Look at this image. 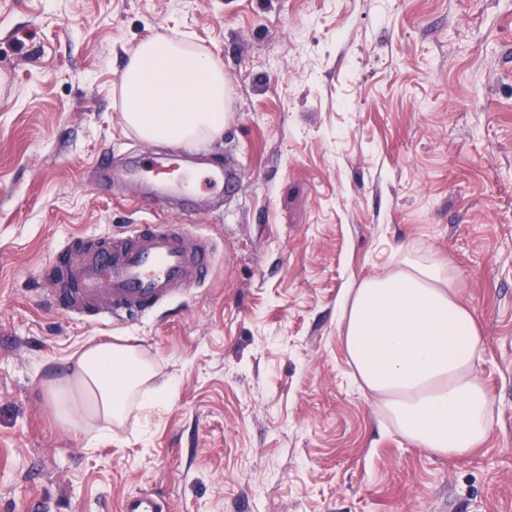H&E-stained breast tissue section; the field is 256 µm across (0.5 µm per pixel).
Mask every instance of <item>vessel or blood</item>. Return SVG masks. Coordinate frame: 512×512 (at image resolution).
Masks as SVG:
<instances>
[{"label":"vessel or blood","instance_id":"obj_1","mask_svg":"<svg viewBox=\"0 0 512 512\" xmlns=\"http://www.w3.org/2000/svg\"><path fill=\"white\" fill-rule=\"evenodd\" d=\"M125 175L148 184L137 199L148 206L157 198L195 194L201 185L221 203L224 183L234 172L201 153L176 152L163 162L146 151ZM215 257L210 239L178 223L135 224L118 235L78 237L56 249L42 267L40 301L87 323L137 320L180 292L204 286ZM121 512H164V504L155 494L139 492L123 499Z\"/></svg>","mask_w":512,"mask_h":512}]
</instances>
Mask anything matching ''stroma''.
<instances>
[{"mask_svg":"<svg viewBox=\"0 0 512 512\" xmlns=\"http://www.w3.org/2000/svg\"><path fill=\"white\" fill-rule=\"evenodd\" d=\"M224 66L235 169L216 208L176 215L92 181L170 151L129 132L120 80L155 33ZM180 220L221 249L209 281L110 326L35 303L78 235ZM420 240L455 266L485 340L489 440L417 448L357 387L345 288ZM139 345L164 409L96 439L45 379L84 348ZM512 512V0H0V512ZM122 512H163L164 503L159 496L139 492L126 496L121 505Z\"/></svg>","mask_w":512,"mask_h":512,"instance_id":"35a3bbf8","label":"stroma"}]
</instances>
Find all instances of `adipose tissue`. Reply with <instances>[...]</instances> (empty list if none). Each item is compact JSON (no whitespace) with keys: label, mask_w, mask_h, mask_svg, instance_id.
<instances>
[{"label":"adipose tissue","mask_w":512,"mask_h":512,"mask_svg":"<svg viewBox=\"0 0 512 512\" xmlns=\"http://www.w3.org/2000/svg\"><path fill=\"white\" fill-rule=\"evenodd\" d=\"M124 125L147 142L212 140L230 117L231 89L220 61L158 34L142 41L121 76ZM342 341L378 411L408 443L451 459L472 456L490 437L493 405L480 378L483 337L463 303L452 263L421 243L394 250L379 271L345 291ZM139 346L98 344L48 381L52 400L78 393L57 416L86 436L111 433L130 405L144 412L169 402Z\"/></svg>","instance_id":"adipose-tissue-1"}]
</instances>
